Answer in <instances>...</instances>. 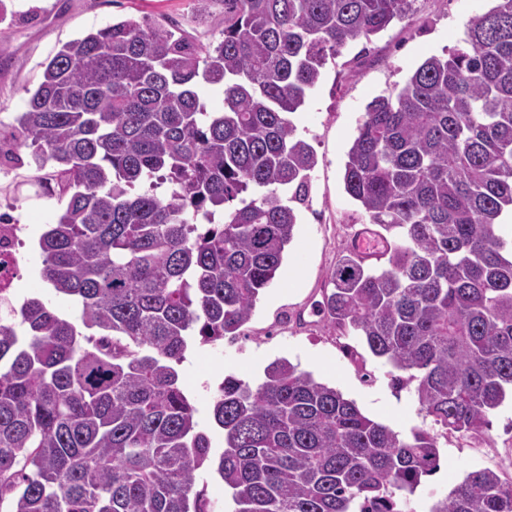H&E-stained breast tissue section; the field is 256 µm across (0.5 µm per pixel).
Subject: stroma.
Wrapping results in <instances>:
<instances>
[{"instance_id":"35a3bbf8","label":"stroma","mask_w":512,"mask_h":512,"mask_svg":"<svg viewBox=\"0 0 512 512\" xmlns=\"http://www.w3.org/2000/svg\"><path fill=\"white\" fill-rule=\"evenodd\" d=\"M492 6L493 0H416L409 14L372 42L342 48L305 105L292 114L298 135L317 154L309 203L299 211L295 238L244 336L233 343H194L178 367L197 420L210 431L214 447H221L222 434L212 423L211 405L225 376L255 385L264 368L282 358L312 372L355 401L367 417L395 431L430 427L413 391L392 386V366L372 356L360 337L337 331L313 308L347 242L367 221L343 184L347 152L367 104L401 88L427 58L446 56L462 45L468 21ZM144 16L176 23L204 44L218 40L224 28L219 0L204 17L197 15L193 0H0V37L5 40L0 125L14 124L27 90L36 89L41 80L43 62L63 43L109 23ZM20 173L14 163L0 164V206L13 205L19 222L35 230L55 223L59 205L33 198L30 187H17ZM299 316L304 326H296ZM488 420L483 447L449 436L440 450L439 472L426 478L411 498L413 512H428L471 471L500 467L512 474V400Z\"/></svg>"}]
</instances>
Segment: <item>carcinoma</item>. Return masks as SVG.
Returning <instances> with one entry per match:
<instances>
[{
    "mask_svg": "<svg viewBox=\"0 0 512 512\" xmlns=\"http://www.w3.org/2000/svg\"><path fill=\"white\" fill-rule=\"evenodd\" d=\"M223 2L215 43L133 18L65 42L0 128V158L29 170L16 187L66 201L40 279L82 305L79 325L38 296L0 321V512H211L207 464L233 512H406L440 439L483 433L512 388V0H496L466 46L367 105L344 189L392 242L380 268L342 255L320 304L431 428L396 432L278 359L255 389L224 377L212 456L177 366L194 332L241 336L294 239L317 156L290 115L415 0ZM429 512H512V481L472 471Z\"/></svg>",
    "mask_w": 512,
    "mask_h": 512,
    "instance_id": "1",
    "label": "carcinoma"
}]
</instances>
